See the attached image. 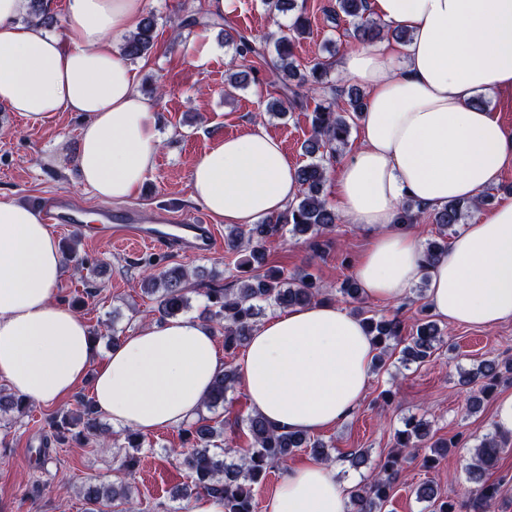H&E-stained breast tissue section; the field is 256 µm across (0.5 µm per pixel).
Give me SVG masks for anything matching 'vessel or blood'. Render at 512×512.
<instances>
[{"mask_svg":"<svg viewBox=\"0 0 512 512\" xmlns=\"http://www.w3.org/2000/svg\"><path fill=\"white\" fill-rule=\"evenodd\" d=\"M43 213L49 223L74 228L83 222L82 213L73 207L68 198L56 197L44 205ZM97 237L119 244L143 247H165L180 243L188 252L197 256L211 253L218 239L211 225L196 218L182 219L174 231L140 224L133 214H115L102 210Z\"/></svg>","mask_w":512,"mask_h":512,"instance_id":"obj_1","label":"vessel or blood"}]
</instances>
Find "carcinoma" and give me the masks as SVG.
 Wrapping results in <instances>:
<instances>
[{"mask_svg":"<svg viewBox=\"0 0 512 512\" xmlns=\"http://www.w3.org/2000/svg\"><path fill=\"white\" fill-rule=\"evenodd\" d=\"M332 13L334 21H343L352 26L353 38L360 44H371L385 32L397 41L404 42L408 38L401 29L380 28L367 14V0H335ZM24 22H36L41 26L52 22L44 0H30ZM307 27L308 18L301 12L294 17L287 32L273 40L279 70L277 79L282 90L293 97L298 96L297 89L301 87L313 91L324 89L329 84L328 63L315 61L303 67L295 59L293 45L304 37ZM155 28L154 15L142 18L135 31L121 45L123 55L132 62L146 57L154 45ZM232 43L235 44L236 53L243 58L262 56L268 49V44L261 45L245 34L238 35ZM346 97L342 105L334 97L323 99L313 112V136L304 145L310 161L298 170L301 184L299 196L277 216L266 218L258 224H231L227 228L225 247L247 253V257L238 265L240 277L237 287L208 284L202 294L207 302L210 320L224 330V353L229 358L247 343L264 307L288 309L321 300L322 292L311 276L288 278L281 270L266 267V243L283 235L287 229L317 251L321 247L318 237L335 230L339 216L322 199L325 168L323 156L316 155V152L321 150L333 154L348 144L352 127L364 110L365 101L361 92L354 87L348 89ZM427 212L432 223L437 225L439 235V239L428 241L424 247V260L431 265L448 254V240L462 221L464 203L450 201L430 211L408 200L402 204L397 223L414 224ZM189 287L190 275L182 268L150 275L142 283L144 293L156 296L160 315L169 318L189 308ZM354 313L362 317L368 334L372 336L378 350V368L385 366L384 356L394 342H405L402 360L415 363L424 362L443 342L437 322L425 309L408 337L404 336L403 322L396 314L391 317L369 316L361 307L355 308ZM506 373L512 374V364L501 367L493 360L482 361L475 369L463 372L461 382L480 385L479 393L487 398ZM236 380L235 369L225 365L224 372L216 376L203 400L198 419L183 431L187 448L179 453V461L188 471L190 483L182 487L180 496L186 500L199 495L219 499L224 503V512H256L258 502L254 485L260 483L269 472L288 468V461L299 450L308 452L314 460L321 462L330 461L331 454L322 439L307 433L280 431L264 417L253 413L235 420L249 440L248 447L237 450V458L226 459L229 451L224 448V421L219 416L227 393L233 389ZM28 406L29 403L21 397L0 388V411L23 414ZM51 428L54 441L59 445L103 435L97 413L92 404L85 401L80 402L75 410L57 412L51 418ZM457 445L458 441L453 439H433L429 425L423 418H405L402 427L395 431L397 452L386 457L378 473L367 483L351 492L353 512H382L400 475L406 450L420 447L430 449V454L423 458V465L430 467ZM501 447L502 438L497 431L486 435L475 446L471 468L477 487L467 500L453 502L443 499L429 483L419 486L417 498L427 503L428 512H492L500 484L483 479V474L496 466ZM83 499L88 505V512H103L102 507L109 502L123 505L124 512L137 509L126 490L110 491L89 484L83 489Z\"/></svg>","mask_w":512,"mask_h":512,"instance_id":"cac0c4a2","label":"carcinoma"}]
</instances>
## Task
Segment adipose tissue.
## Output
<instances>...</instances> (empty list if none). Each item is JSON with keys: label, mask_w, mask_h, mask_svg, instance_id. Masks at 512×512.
<instances>
[{"label": "adipose tissue", "mask_w": 512, "mask_h": 512, "mask_svg": "<svg viewBox=\"0 0 512 512\" xmlns=\"http://www.w3.org/2000/svg\"><path fill=\"white\" fill-rule=\"evenodd\" d=\"M407 43L355 48L338 69L364 90L360 145L336 178L337 211L367 245L354 277L372 300L397 303L427 281L434 314L452 325L512 319V200L456 235L426 264L414 228L397 224L407 198L430 208L478 200L512 164V130L474 107L512 92V0H370ZM28 0H0V108L34 120L77 112L75 169L104 203L135 195L155 168L154 102L119 49L144 0H68L64 39L22 24ZM195 203L227 224L278 215L301 187L297 167L261 125L215 136L191 170ZM65 276L58 242L36 208L0 195V378L50 404L90 381L97 411L148 433L182 427L224 370L211 325L191 317L143 325L96 362L89 328L56 299ZM376 354L360 319L322 301L260 324L237 364L253 411L312 434L361 404ZM332 465L288 468L266 512H345Z\"/></svg>", "instance_id": "obj_1"}]
</instances>
